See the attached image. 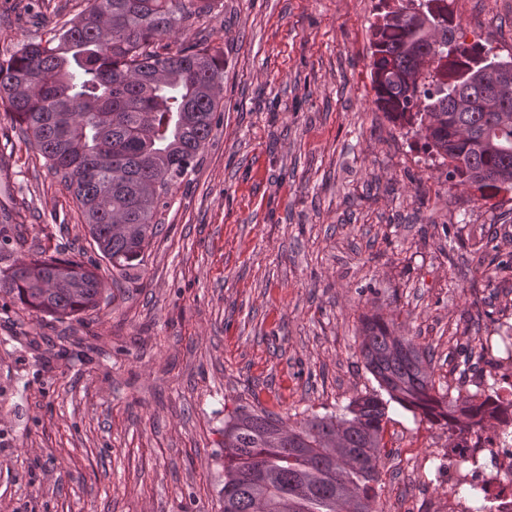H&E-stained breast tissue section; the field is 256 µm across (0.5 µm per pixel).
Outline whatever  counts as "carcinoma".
Returning a JSON list of instances; mask_svg holds the SVG:
<instances>
[{
	"instance_id": "carcinoma-1",
	"label": "carcinoma",
	"mask_w": 512,
	"mask_h": 512,
	"mask_svg": "<svg viewBox=\"0 0 512 512\" xmlns=\"http://www.w3.org/2000/svg\"><path fill=\"white\" fill-rule=\"evenodd\" d=\"M46 37L31 36L0 58V109L12 129L68 182L92 240L112 268L141 264L158 234L171 188L195 166L220 121L224 48L207 41L170 49L185 23L214 0H85ZM372 24L374 103L394 124L415 128L425 150L448 161L446 178L512 187V89L484 111L490 50L459 41L448 0H397ZM469 98L456 107L457 94ZM38 263V275L29 266ZM0 288L56 318L98 305L102 281L73 257L18 258L0 268ZM360 354L379 390L337 415L293 423L265 410L224 420V512H377L389 400L460 437L512 423L495 385L472 394L436 385L433 352L375 313L360 319ZM469 512H487L470 485Z\"/></svg>"
}]
</instances>
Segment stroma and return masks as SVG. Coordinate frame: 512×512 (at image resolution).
I'll return each instance as SVG.
<instances>
[{
  "label": "stroma",
  "instance_id": "35a3bbf8",
  "mask_svg": "<svg viewBox=\"0 0 512 512\" xmlns=\"http://www.w3.org/2000/svg\"><path fill=\"white\" fill-rule=\"evenodd\" d=\"M378 0H216L171 46L223 32L224 110L172 189L142 264L113 270L76 199L0 112V198L17 256L95 261L71 319L0 291V512H222L224 417L342 411L375 388L358 351L379 313L460 379L456 347L512 325V188L448 183L374 103ZM467 44L512 56V0H453ZM378 512L412 497L410 443L448 431L388 408Z\"/></svg>",
  "mask_w": 512,
  "mask_h": 512
}]
</instances>
